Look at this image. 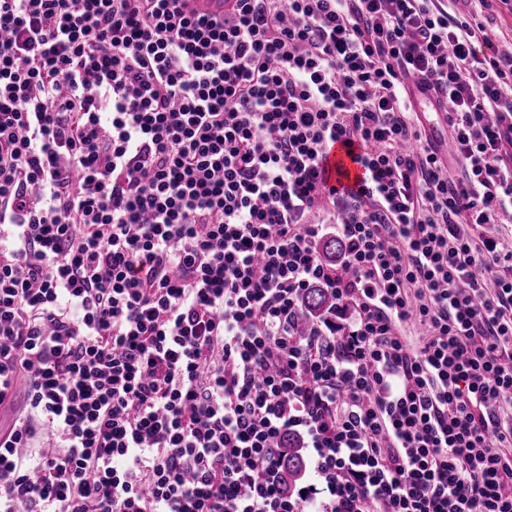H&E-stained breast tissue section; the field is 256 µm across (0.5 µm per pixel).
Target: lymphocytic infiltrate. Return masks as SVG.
<instances>
[{
	"label": "lymphocytic infiltrate",
	"mask_w": 512,
	"mask_h": 512,
	"mask_svg": "<svg viewBox=\"0 0 512 512\" xmlns=\"http://www.w3.org/2000/svg\"><path fill=\"white\" fill-rule=\"evenodd\" d=\"M189 2L0 0V512H512L490 0ZM359 153L343 141L333 142L327 147L322 163L324 177L332 185L354 186L362 180L363 169L354 159ZM331 304L329 293L323 288H311L303 295V305L309 320L323 317ZM297 440L288 437L287 455L284 458V470L288 475V489H292L304 480L307 462L301 448L297 447Z\"/></svg>",
	"instance_id": "obj_1"
}]
</instances>
